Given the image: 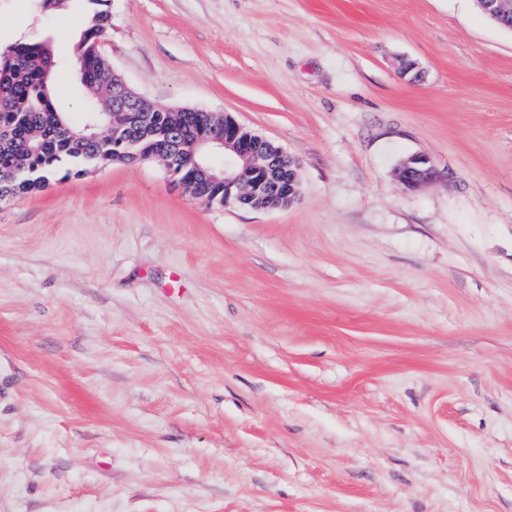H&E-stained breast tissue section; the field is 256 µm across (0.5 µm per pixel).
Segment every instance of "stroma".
I'll return each instance as SVG.
<instances>
[{"instance_id": "stroma-1", "label": "stroma", "mask_w": 512, "mask_h": 512, "mask_svg": "<svg viewBox=\"0 0 512 512\" xmlns=\"http://www.w3.org/2000/svg\"><path fill=\"white\" fill-rule=\"evenodd\" d=\"M82 7L0 0L72 114ZM110 11L117 75L273 140L301 197L147 161L0 204V512H512V33L474 0ZM400 178L409 188H419L436 177L430 160L423 155H412L404 160L400 167Z\"/></svg>"}]
</instances>
